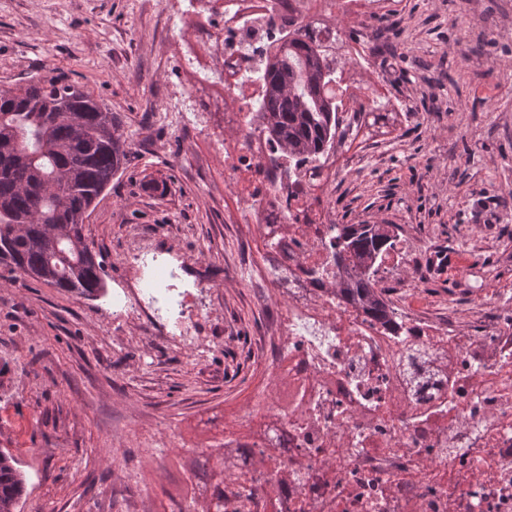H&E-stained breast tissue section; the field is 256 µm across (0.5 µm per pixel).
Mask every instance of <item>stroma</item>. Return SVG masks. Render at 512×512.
<instances>
[{
  "label": "stroma",
  "mask_w": 512,
  "mask_h": 512,
  "mask_svg": "<svg viewBox=\"0 0 512 512\" xmlns=\"http://www.w3.org/2000/svg\"><path fill=\"white\" fill-rule=\"evenodd\" d=\"M372 39L349 94L382 97L331 157L337 224H389L397 310L469 326L480 294L512 309V0H312ZM181 14L185 37L165 40ZM188 0H0V89L61 73L116 114L130 152L84 224L104 288L86 298L0 264V451L26 493L17 512H172L200 451L245 431L278 349V306L253 276L257 229L216 148L230 105L200 82L211 57ZM146 248L180 267L196 333L127 318L115 300Z\"/></svg>",
  "instance_id": "1"
}]
</instances>
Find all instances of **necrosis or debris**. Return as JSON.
<instances>
[{
    "label": "necrosis or debris",
    "mask_w": 512,
    "mask_h": 512,
    "mask_svg": "<svg viewBox=\"0 0 512 512\" xmlns=\"http://www.w3.org/2000/svg\"><path fill=\"white\" fill-rule=\"evenodd\" d=\"M270 10L234 25L210 15L204 46L225 75L244 71L242 46L270 41ZM224 177L234 184L270 249L262 279L287 299L275 330L266 406L249 434H224V512H512V313L478 301L481 335L456 317L413 312L392 335L337 298L326 171L288 175L254 101L257 85L229 84ZM175 272L123 296L131 316L161 313ZM427 348L447 367L436 386L403 376L409 351Z\"/></svg>",
    "instance_id": "1"
}]
</instances>
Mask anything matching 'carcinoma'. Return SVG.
<instances>
[{"mask_svg": "<svg viewBox=\"0 0 512 512\" xmlns=\"http://www.w3.org/2000/svg\"><path fill=\"white\" fill-rule=\"evenodd\" d=\"M277 47L259 71L268 131L288 167L316 163L347 139L360 116L345 98L346 62L314 44L300 21L288 19ZM126 156L116 117L85 88L64 76L34 77L0 90V263L81 297L102 288L99 265L78 260L70 237L83 239L95 200ZM336 293L385 325L400 313L377 288L386 255L395 250L387 224H339ZM25 479L15 458L0 452V512H15Z\"/></svg>", "mask_w": 512, "mask_h": 512, "instance_id": "obj_1", "label": "carcinoma"}]
</instances>
